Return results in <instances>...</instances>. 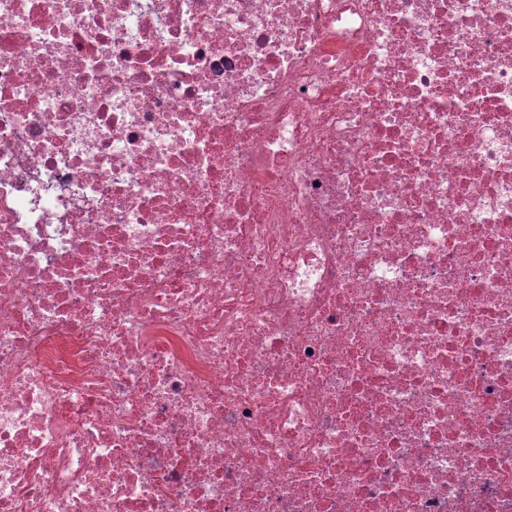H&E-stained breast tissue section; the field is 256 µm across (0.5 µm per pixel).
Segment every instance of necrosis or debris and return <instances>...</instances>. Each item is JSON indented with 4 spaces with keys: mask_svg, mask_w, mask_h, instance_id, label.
Masks as SVG:
<instances>
[{
    "mask_svg": "<svg viewBox=\"0 0 512 512\" xmlns=\"http://www.w3.org/2000/svg\"><path fill=\"white\" fill-rule=\"evenodd\" d=\"M0 512H512V0H0Z\"/></svg>",
    "mask_w": 512,
    "mask_h": 512,
    "instance_id": "obj_1",
    "label": "necrosis or debris"
}]
</instances>
